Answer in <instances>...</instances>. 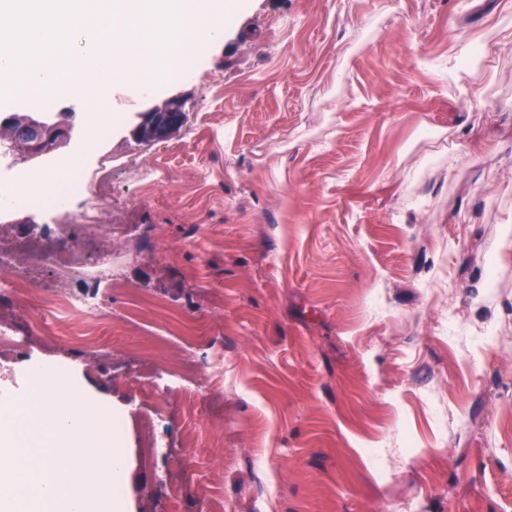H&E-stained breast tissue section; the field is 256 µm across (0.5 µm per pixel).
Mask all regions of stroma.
I'll list each match as a JSON object with an SVG mask.
<instances>
[{
    "instance_id": "obj_1",
    "label": "stroma",
    "mask_w": 512,
    "mask_h": 512,
    "mask_svg": "<svg viewBox=\"0 0 512 512\" xmlns=\"http://www.w3.org/2000/svg\"><path fill=\"white\" fill-rule=\"evenodd\" d=\"M507 0H244L186 77L50 97L122 224L26 356L122 420L127 512H512ZM485 53L448 79L461 43ZM187 99L161 144L136 112ZM216 375L182 385L184 354Z\"/></svg>"
}]
</instances>
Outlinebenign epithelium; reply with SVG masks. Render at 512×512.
I'll return each mask as SVG.
<instances>
[{"label":"benign epithelium","mask_w":512,"mask_h":512,"mask_svg":"<svg viewBox=\"0 0 512 512\" xmlns=\"http://www.w3.org/2000/svg\"><path fill=\"white\" fill-rule=\"evenodd\" d=\"M186 98L172 95L159 105L136 113L130 134L150 145L169 139L184 125ZM72 125L33 112L0 114V148L21 161L38 160L66 146Z\"/></svg>","instance_id":"1"}]
</instances>
